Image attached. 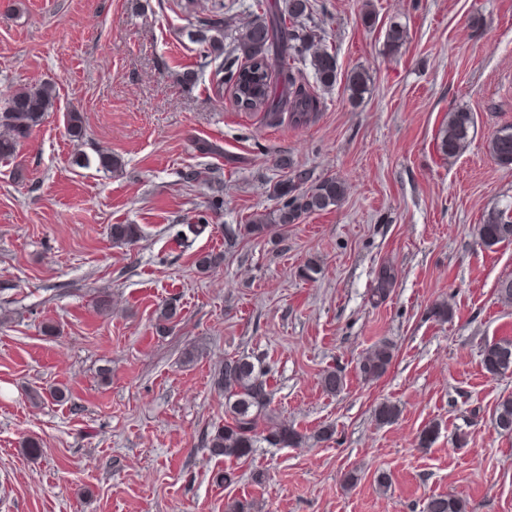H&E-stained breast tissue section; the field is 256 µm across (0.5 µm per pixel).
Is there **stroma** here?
Instances as JSON below:
<instances>
[{"instance_id": "stroma-1", "label": "stroma", "mask_w": 512, "mask_h": 512, "mask_svg": "<svg viewBox=\"0 0 512 512\" xmlns=\"http://www.w3.org/2000/svg\"><path fill=\"white\" fill-rule=\"evenodd\" d=\"M253 3L0 0V89L56 86L19 164L0 161V512H224L232 499L259 512H423L428 496L448 493L469 512H512V435L493 425L512 374L480 364L485 345L512 340V305L498 297L512 242L488 249L477 237L487 214L512 208V166L488 150L512 124V0H311L337 81L323 86L299 64L320 101L299 127L239 109L187 36L199 16L241 25ZM393 25L408 33L395 52ZM354 71L371 79L356 105L345 91ZM458 110L474 125L448 157L438 133ZM71 111L83 115L79 142ZM204 142L216 153H201ZM102 151L120 167L100 169ZM78 152L88 167L73 165ZM283 158L312 182H343L344 199L228 240L276 208ZM191 167L200 176L189 184ZM215 184L224 206L212 212ZM201 215L207 229L183 238ZM115 224L139 225L141 239L113 243ZM210 252L224 261L200 272L196 259ZM387 264L398 276L380 301ZM442 302L445 322L432 315ZM167 303L178 316L163 334ZM381 341L393 362L364 381L358 361ZM241 354L262 361L272 416L305 445L210 456L206 438L225 421L212 376ZM332 369L345 380L335 395L321 387ZM53 388L65 401L32 403L31 392ZM386 401L400 415L381 426L374 410ZM431 424L436 439L421 447ZM325 428L333 435L319 440Z\"/></svg>"}]
</instances>
